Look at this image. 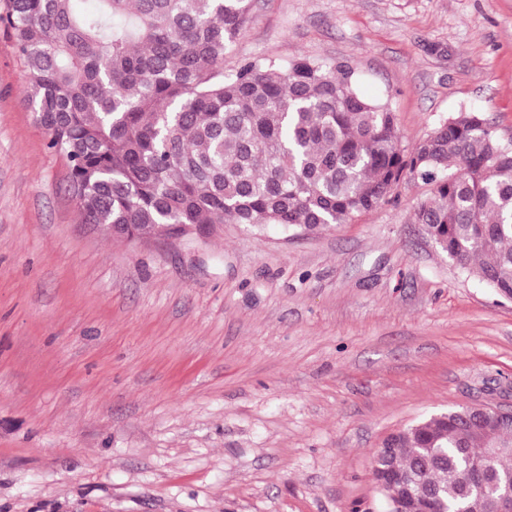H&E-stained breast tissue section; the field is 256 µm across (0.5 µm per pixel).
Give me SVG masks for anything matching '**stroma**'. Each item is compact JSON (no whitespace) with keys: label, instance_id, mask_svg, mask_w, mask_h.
Here are the masks:
<instances>
[{"label":"stroma","instance_id":"1","mask_svg":"<svg viewBox=\"0 0 512 512\" xmlns=\"http://www.w3.org/2000/svg\"><path fill=\"white\" fill-rule=\"evenodd\" d=\"M329 58L404 143L463 108L512 136V0H254L229 64ZM0 32V512H387L389 434L512 405V301L413 221L311 235L83 223Z\"/></svg>","mask_w":512,"mask_h":512}]
</instances>
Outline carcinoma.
Listing matches in <instances>:
<instances>
[{"mask_svg":"<svg viewBox=\"0 0 512 512\" xmlns=\"http://www.w3.org/2000/svg\"><path fill=\"white\" fill-rule=\"evenodd\" d=\"M253 0H0L27 98L68 166L82 221L114 239L173 238L222 224L295 234L348 224L407 179L414 210L464 273L512 301V143L462 109L403 144L386 100L358 89L348 62L250 61L229 70ZM385 465L438 491L403 512H493L512 483V428L468 407L385 438ZM502 449L496 480L464 477Z\"/></svg>","mask_w":512,"mask_h":512,"instance_id":"carcinoma-1","label":"carcinoma"}]
</instances>
